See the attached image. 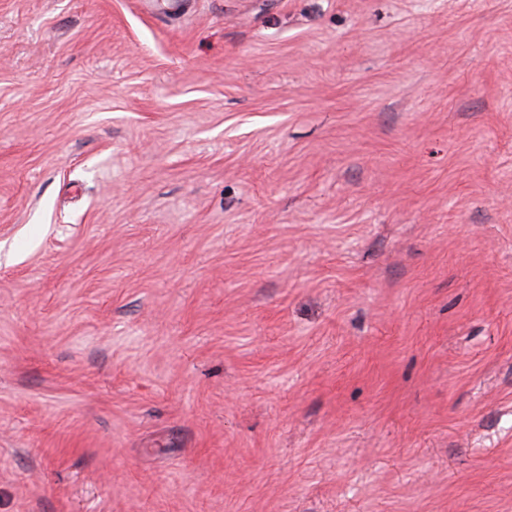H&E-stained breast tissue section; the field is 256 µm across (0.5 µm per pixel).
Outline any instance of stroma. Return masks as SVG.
<instances>
[{"mask_svg":"<svg viewBox=\"0 0 512 512\" xmlns=\"http://www.w3.org/2000/svg\"><path fill=\"white\" fill-rule=\"evenodd\" d=\"M0 512H512V0H0Z\"/></svg>","mask_w":512,"mask_h":512,"instance_id":"35a3bbf8","label":"stroma"}]
</instances>
